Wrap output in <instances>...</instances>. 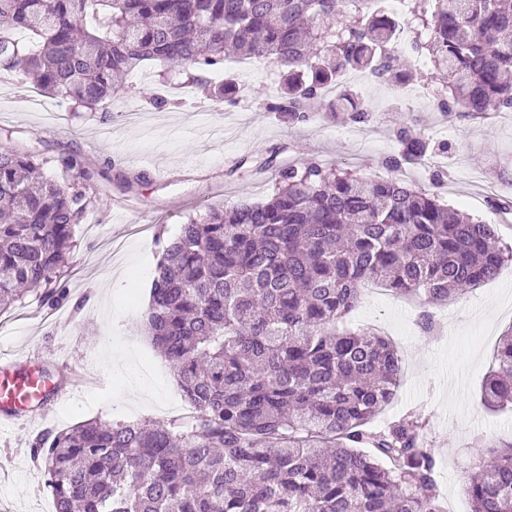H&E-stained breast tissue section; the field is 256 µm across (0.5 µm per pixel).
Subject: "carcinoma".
<instances>
[{
  "mask_svg": "<svg viewBox=\"0 0 512 512\" xmlns=\"http://www.w3.org/2000/svg\"><path fill=\"white\" fill-rule=\"evenodd\" d=\"M354 7L339 18L338 2ZM382 0H0V71L80 107H112L116 79L151 63L224 74L227 51L283 68L288 97L267 104L304 122L348 70L388 79L400 23ZM415 51L447 75L448 108L512 109V5L405 0ZM101 16L89 30V13ZM26 38L17 37V31ZM401 159L429 141L397 131ZM0 146V312L61 287L90 174ZM512 250L399 179L310 163L279 172L262 203L191 218L162 247L146 327L193 420H88L31 448L56 512H446L438 462L417 417L373 429L401 357L370 328L341 326L376 281L445 304L493 279ZM512 407V330L481 389ZM466 485L472 512H512V441Z\"/></svg>",
  "mask_w": 512,
  "mask_h": 512,
  "instance_id": "1",
  "label": "carcinoma"
}]
</instances>
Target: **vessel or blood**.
Returning <instances> with one entry per match:
<instances>
[{"instance_id": "vessel-or-blood-1", "label": "vessel or blood", "mask_w": 512, "mask_h": 512, "mask_svg": "<svg viewBox=\"0 0 512 512\" xmlns=\"http://www.w3.org/2000/svg\"><path fill=\"white\" fill-rule=\"evenodd\" d=\"M53 393L52 384L35 374L27 361L0 358V425L44 414Z\"/></svg>"}]
</instances>
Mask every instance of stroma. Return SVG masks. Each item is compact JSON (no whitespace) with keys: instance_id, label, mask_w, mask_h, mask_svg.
Masks as SVG:
<instances>
[{"instance_id":"obj_1","label":"stroma","mask_w":512,"mask_h":512,"mask_svg":"<svg viewBox=\"0 0 512 512\" xmlns=\"http://www.w3.org/2000/svg\"><path fill=\"white\" fill-rule=\"evenodd\" d=\"M405 65L407 82L371 78L358 84L359 101L372 115L360 123L342 102L305 122L268 111L266 102L282 88L279 69L235 56L226 60V79L241 89L231 105L214 106L199 93L187 104L156 108L149 102L151 83L128 84L127 97L150 115L145 129L126 124L119 100L108 112H78L65 99L61 111L50 112L34 105L20 78L0 82V143L40 153L49 161L45 175H59L68 156L92 175L91 203L74 229L63 299L30 293L0 313V355L26 356L68 389L46 417L0 430V512H55L46 475L29 454L44 431L89 419L165 420L179 388L140 332L158 241L175 237L189 218L208 210L266 200L278 169L332 163L363 177L408 180L494 225L501 245L512 247V220L500 208L512 202V112H452L444 118L428 106L412 111L401 95L404 84L436 91L442 82L413 58ZM402 126L438 144L432 165L390 167L402 150L396 135ZM123 174L142 180L127 189L119 181ZM116 197L129 204L122 222L111 208ZM130 266L138 267L140 280L118 287L120 272ZM423 312V305L394 293L366 292L346 323L376 328L402 358L398 398L375 427L420 414L438 458L444 503L453 512H470L465 485L476 463L494 458V444L512 441V412L489 410L480 400L498 340L512 327V262L495 279L434 308L435 334L422 332ZM138 377L146 391L127 394L128 383Z\"/></svg>"}]
</instances>
